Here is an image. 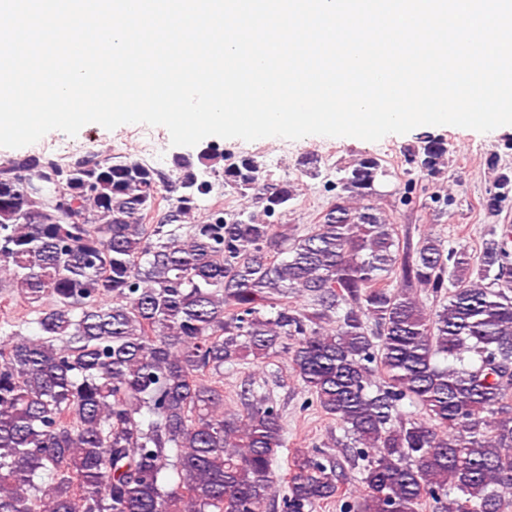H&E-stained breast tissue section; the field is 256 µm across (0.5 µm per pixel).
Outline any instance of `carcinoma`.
Instances as JSON below:
<instances>
[{"mask_svg":"<svg viewBox=\"0 0 512 512\" xmlns=\"http://www.w3.org/2000/svg\"><path fill=\"white\" fill-rule=\"evenodd\" d=\"M447 155L428 135L406 174L434 178ZM175 168L0 166V288L35 314L0 325V512H318L347 495V463L362 491L345 512H512V226L477 266L429 232L400 245L369 153L336 168L303 236L281 224L293 183L256 156L212 145ZM217 187L258 210L186 223ZM511 197L501 173L480 207ZM280 352L343 459L295 448L281 466L282 412L251 382L224 411V365Z\"/></svg>","mask_w":512,"mask_h":512,"instance_id":"obj_1","label":"carcinoma"}]
</instances>
